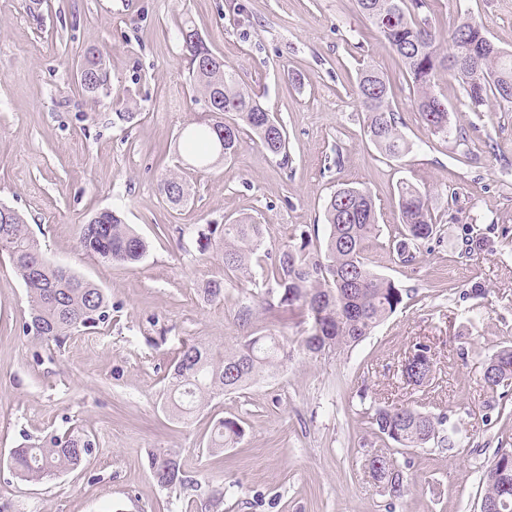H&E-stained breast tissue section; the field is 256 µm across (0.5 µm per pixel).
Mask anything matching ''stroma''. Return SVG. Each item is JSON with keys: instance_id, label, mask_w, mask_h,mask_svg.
<instances>
[{"instance_id": "obj_1", "label": "stroma", "mask_w": 512, "mask_h": 512, "mask_svg": "<svg viewBox=\"0 0 512 512\" xmlns=\"http://www.w3.org/2000/svg\"><path fill=\"white\" fill-rule=\"evenodd\" d=\"M431 17L444 31L469 18L512 53V0H431ZM184 19L284 125L288 164L248 136L228 163L204 169L187 156L183 137L206 112L178 36ZM88 47L109 72L95 98L76 76ZM366 63L391 81L411 145L401 158L364 134L356 79ZM435 90L448 102L444 138L423 123L404 68L355 0H0V202L25 215L46 261L93 280L112 304L107 327L60 348L40 343L23 332L26 288L0 255V512H480L483 473L512 448V384L493 394L483 382L489 359L512 345V107L470 111L444 70ZM176 166L193 197L173 210L160 180ZM401 181L427 196L440 228L406 265L389 250ZM344 183L372 194L380 231L367 258L409 299L358 344L295 354L191 422L174 417L165 376L184 341L229 349L248 331L304 332L257 301L262 277L200 254L194 227L245 219L263 225L269 250L303 230L319 244L329 233L323 205ZM105 208L122 210L146 239L137 266L82 252V224ZM470 228L493 250L459 257L454 245ZM212 279L223 280V301L203 299ZM476 283L483 296H470ZM419 339L435 344L437 359L422 388L401 377ZM368 400L445 414L464 441L401 449L408 490L389 498L368 470L383 446L364 416ZM219 418L239 419L244 435L211 450ZM69 428L98 441L83 468L42 483L15 477L12 448ZM156 449L179 452L194 486L157 487Z\"/></svg>"}]
</instances>
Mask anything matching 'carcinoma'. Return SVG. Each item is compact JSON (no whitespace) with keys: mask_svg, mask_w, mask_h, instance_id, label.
<instances>
[{"mask_svg":"<svg viewBox=\"0 0 512 512\" xmlns=\"http://www.w3.org/2000/svg\"><path fill=\"white\" fill-rule=\"evenodd\" d=\"M359 12L380 33L401 59L408 74L414 104L433 135L448 137V102L434 90L441 69L461 85L467 106L480 112L492 103L510 104L506 88L512 89V55L500 50L475 23L463 19L448 33L432 25L430 0H356ZM387 22H382V19ZM189 74L204 103L214 105L210 119L184 136V149L202 167L211 165L214 144L224 132V160L239 150L243 134H250L274 157L288 160V136L283 124L242 86L236 73L224 68L198 30L187 22L178 25ZM448 52H441V43ZM77 80L81 89L97 96L107 88L109 77L102 57L92 49L80 55ZM357 94L366 112L364 130L369 140L386 156L399 158L410 152L400 130V117L392 106L389 83L371 66L357 74ZM232 115V120L224 116ZM160 190L173 207L190 200L191 186L183 171L169 169L160 180ZM398 208L403 231L389 244L400 262L416 258L418 245L437 235V220L427 199L408 181L397 185ZM329 233L316 245L309 233L294 235L275 253L263 249L261 224L231 222L197 227V244L202 253L215 252L224 269L242 276L257 267L268 281L262 302L275 316L288 315L308 325L299 347L316 356L350 347L392 315L403 303L407 290L374 272L365 255L366 243L379 231L377 207L369 191L343 184L324 206ZM80 247L104 263L135 264L145 256L148 245L117 210L97 211L82 225ZM490 246L487 237L462 239L459 256H470ZM0 252L23 281L30 303V319L23 332L34 339L60 345L84 331L107 325L112 305L105 292L90 280L67 268L46 262L33 237L26 217L0 203ZM211 302L224 300V280L214 279L201 288ZM293 342L281 336L250 333L235 347L214 352L208 345L183 344L166 375L165 407L179 419H189L217 396L238 390L259 377L284 367L294 355ZM436 365L432 347L418 341L405 352L401 375L416 387L426 386ZM512 379V346L499 350L488 362L483 381L495 393ZM368 418L378 437L402 448H424L438 437L445 417L414 405H371ZM243 435L241 424L232 418L215 421L208 447L222 449ZM97 447L89 433L67 430L38 443L20 445L10 451V464L23 481L39 483L62 472L83 466ZM150 469L162 490L183 489L192 483L180 454L162 450L151 455ZM375 481L387 495L399 499L406 485L395 456L385 448L369 464ZM481 502L489 512H512V457L498 452L484 472Z\"/></svg>","mask_w":512,"mask_h":512,"instance_id":"carcinoma-1","label":"carcinoma"}]
</instances>
